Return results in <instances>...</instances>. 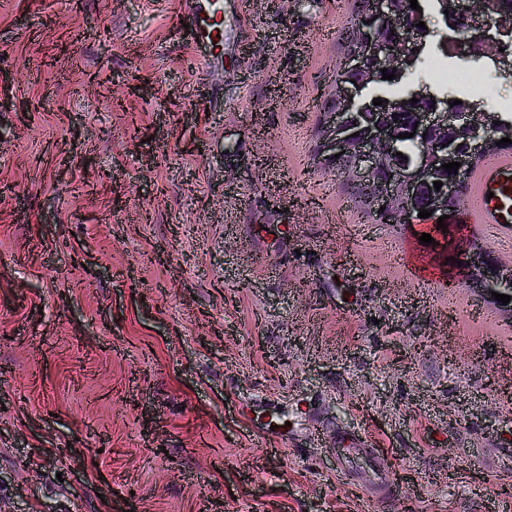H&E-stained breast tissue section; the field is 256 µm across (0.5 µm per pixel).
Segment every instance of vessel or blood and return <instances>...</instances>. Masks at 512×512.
I'll return each instance as SVG.
<instances>
[{
	"mask_svg": "<svg viewBox=\"0 0 512 512\" xmlns=\"http://www.w3.org/2000/svg\"><path fill=\"white\" fill-rule=\"evenodd\" d=\"M189 30L204 46L205 61L223 58L243 34L242 20L224 12L220 0H185ZM471 202L451 213L453 224H470L493 237L512 239V153L482 160L471 177Z\"/></svg>",
	"mask_w": 512,
	"mask_h": 512,
	"instance_id": "vessel-or-blood-1",
	"label": "vessel or blood"
}]
</instances>
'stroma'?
I'll list each match as a JSON object with an SVG mask.
<instances>
[{"instance_id":"1","label":"stroma","mask_w":512,"mask_h":512,"mask_svg":"<svg viewBox=\"0 0 512 512\" xmlns=\"http://www.w3.org/2000/svg\"><path fill=\"white\" fill-rule=\"evenodd\" d=\"M352 2L0 0V512L512 505V312L315 157ZM185 4L192 39L208 49L203 56L204 62L207 64L223 58L231 40L242 37L241 18L226 15L220 0H186Z\"/></svg>"}]
</instances>
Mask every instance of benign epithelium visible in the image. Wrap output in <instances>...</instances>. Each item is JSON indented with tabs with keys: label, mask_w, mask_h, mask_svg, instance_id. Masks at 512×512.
<instances>
[{
	"label": "benign epithelium",
	"mask_w": 512,
	"mask_h": 512,
	"mask_svg": "<svg viewBox=\"0 0 512 512\" xmlns=\"http://www.w3.org/2000/svg\"><path fill=\"white\" fill-rule=\"evenodd\" d=\"M443 8L454 15L468 18L479 12H486L488 0H443ZM394 23L390 0H371V9L359 22L357 38L360 49L343 54L337 74L341 76V94L339 107L326 114V134L323 140V152L327 155L341 156L353 154L351 174L362 183L377 185L373 202L374 218L389 224H412L423 209L420 189L440 180L443 168L448 162H459L458 172H449L448 180L443 182L439 192L432 198L430 209L439 218L448 214L449 203H460L466 194L469 179L477 159L482 156L488 145L509 137L512 139V125L488 126L483 112L457 113L448 108V100L431 99L427 109L414 111V122L407 132L414 133L409 138L419 154L412 160L399 163L385 174L377 173L379 151L391 154L401 151V141L394 137L386 127L364 122L365 113L372 109L371 101L364 98L362 85L352 82L350 74L369 70L375 78H382V69L387 73L401 76L412 66L419 39V32L406 29L399 43H390L379 38L383 26ZM463 123L471 128V137L467 148L458 147L448 141L445 145L433 144L428 133L439 127L454 128ZM359 136L352 137L353 133ZM404 192L401 210L394 213H382L380 207L387 205L388 199L398 190ZM461 271L474 274L469 283L482 288L487 294L505 292L512 288V266L486 259L471 249H465L459 256Z\"/></svg>",
	"instance_id": "benign-epithelium-1"
}]
</instances>
